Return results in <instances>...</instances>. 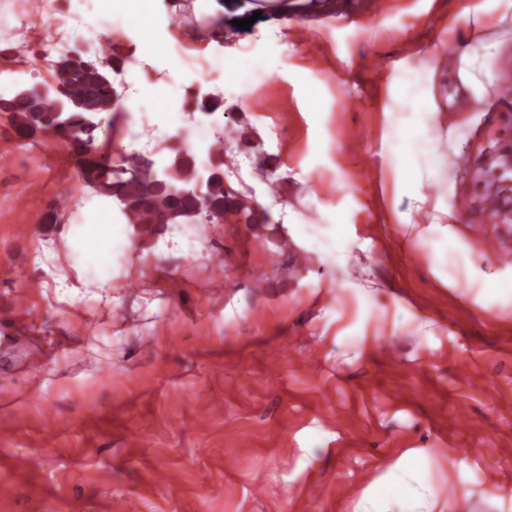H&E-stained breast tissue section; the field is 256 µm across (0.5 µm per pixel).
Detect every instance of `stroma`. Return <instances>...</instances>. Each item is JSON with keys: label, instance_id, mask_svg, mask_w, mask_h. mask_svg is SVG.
I'll list each match as a JSON object with an SVG mask.
<instances>
[{"label": "stroma", "instance_id": "obj_1", "mask_svg": "<svg viewBox=\"0 0 512 512\" xmlns=\"http://www.w3.org/2000/svg\"><path fill=\"white\" fill-rule=\"evenodd\" d=\"M210 31L171 20L175 59L276 52L245 94L213 82L221 106L198 129L233 127L226 185L242 208L170 229L111 260V288H79L60 233L76 209L71 143L19 138L0 112V512H340L373 466L430 448L440 486L472 487L470 512L512 495V300L490 302L479 273L512 278L488 243L505 231L478 202L473 171L512 100V0H213ZM16 44L49 36L45 8ZM249 27H240L243 19ZM475 32L479 48L465 40ZM458 59L445 68L437 44ZM43 60L0 56V75L51 80ZM429 90L420 139L434 157L424 204L396 188L387 146ZM326 109L307 110L302 84ZM288 128L287 138L274 127ZM325 150H318V142ZM352 224L358 246L332 263L286 225ZM441 215L448 273L414 225ZM157 252L174 283L140 282ZM67 287H60V279ZM30 318L14 324V297ZM429 321L421 330V321Z\"/></svg>", "mask_w": 512, "mask_h": 512}]
</instances>
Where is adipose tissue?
I'll return each instance as SVG.
<instances>
[{
    "label": "adipose tissue",
    "instance_id": "adipose-tissue-1",
    "mask_svg": "<svg viewBox=\"0 0 512 512\" xmlns=\"http://www.w3.org/2000/svg\"><path fill=\"white\" fill-rule=\"evenodd\" d=\"M168 26L166 15L153 9L141 22L130 25L128 31L151 59L167 64L171 61L168 51L172 43ZM390 150L401 191L423 201L421 173L430 166L431 158L421 144L417 125H408L399 132L391 141ZM111 208V198L92 199L84 224L65 235L72 257L102 271L108 267L111 251L124 247L130 234L129 225L103 222V213ZM306 239L312 250L330 260L348 257L356 242L352 225L338 214L327 224L312 226ZM434 466L432 449H403L362 488L344 512H468L471 491L445 494L433 476Z\"/></svg>",
    "mask_w": 512,
    "mask_h": 512
}]
</instances>
